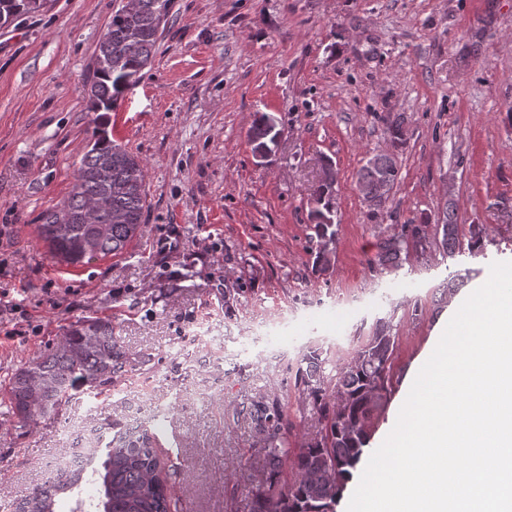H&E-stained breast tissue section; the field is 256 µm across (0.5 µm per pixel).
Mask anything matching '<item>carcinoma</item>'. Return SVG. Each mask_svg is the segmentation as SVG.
<instances>
[{"instance_id": "cac0c4a2", "label": "carcinoma", "mask_w": 512, "mask_h": 512, "mask_svg": "<svg viewBox=\"0 0 512 512\" xmlns=\"http://www.w3.org/2000/svg\"><path fill=\"white\" fill-rule=\"evenodd\" d=\"M175 0H138L135 10L116 8L102 36L89 89L91 109L111 112L125 93L143 77L151 64ZM43 0H0V22L8 23L38 11ZM269 116H260L250 130L254 147L271 142ZM100 119L94 127L88 150L75 171L68 196L47 209L38 225L40 236L52 255L68 265L83 264L98 256L122 253L137 236L146 203L143 162L122 145L112 141ZM374 167L362 165L356 173L357 186L372 196L371 209L386 208L398 180L395 155L375 153ZM336 172L316 190V207L310 211L316 236H333L332 218ZM408 225L377 244L373 262L396 266L406 242ZM436 233L446 250L462 246L456 207L449 203L437 220ZM395 347L391 327L377 325L356 354L336 371L335 383L327 384L320 357L313 353L299 368L296 386L312 409L325 421L324 434L300 449L293 461L296 478L288 491L269 493L259 512H335L336 497L359 463L367 440L366 425L372 408L387 389L388 373ZM132 369L130 357L120 345L112 321L85 318L72 325L63 339L41 359L17 370L9 384L8 406L17 422L35 426L55 414L81 388L110 387ZM265 440V467L274 470L288 461L284 435L288 431L280 405L257 401L242 406ZM97 474V512H179L165 474V462L157 440L149 429L118 431L108 410L101 412L97 445L81 468L72 469L33 488L10 505L11 512H58L60 501L84 479L86 468Z\"/></svg>"}]
</instances>
